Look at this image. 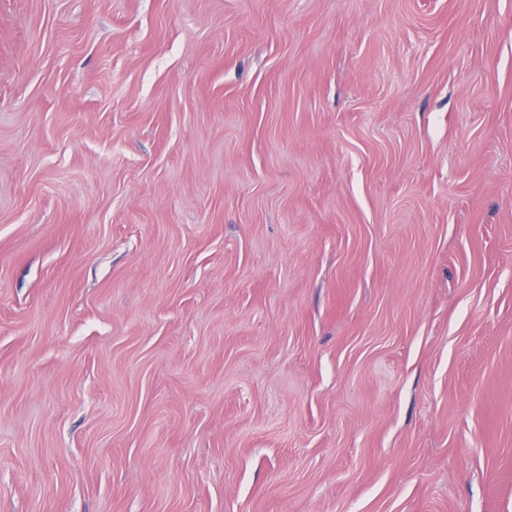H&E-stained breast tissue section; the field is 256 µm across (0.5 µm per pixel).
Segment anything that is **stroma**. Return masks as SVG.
I'll list each match as a JSON object with an SVG mask.
<instances>
[{
	"instance_id": "stroma-1",
	"label": "stroma",
	"mask_w": 512,
	"mask_h": 512,
	"mask_svg": "<svg viewBox=\"0 0 512 512\" xmlns=\"http://www.w3.org/2000/svg\"><path fill=\"white\" fill-rule=\"evenodd\" d=\"M0 512H512V0H0Z\"/></svg>"
}]
</instances>
